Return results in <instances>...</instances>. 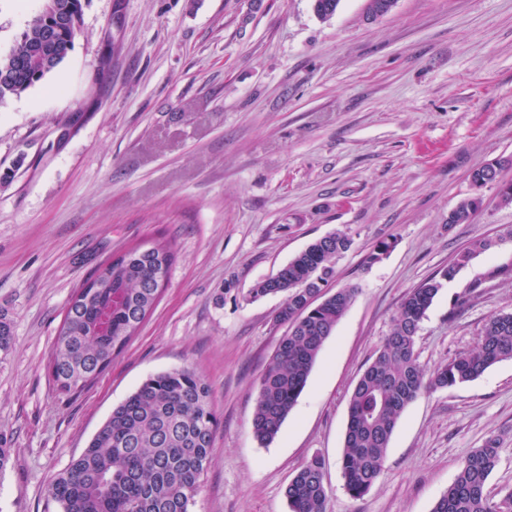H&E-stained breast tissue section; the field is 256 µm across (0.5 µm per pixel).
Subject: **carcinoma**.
Masks as SVG:
<instances>
[{
  "label": "carcinoma",
  "mask_w": 512,
  "mask_h": 512,
  "mask_svg": "<svg viewBox=\"0 0 512 512\" xmlns=\"http://www.w3.org/2000/svg\"><path fill=\"white\" fill-rule=\"evenodd\" d=\"M340 0H313L315 14L331 19ZM81 0H43L21 42L0 56V103L17 96L61 65L75 33L61 18L81 14ZM342 231L324 236L253 289L256 297L284 294L275 321L288 325L260 379L252 430L272 441L303 392L310 372L350 307L357 288L330 293L336 259L350 250ZM473 241L438 274L404 297L391 332L361 373L348 403L341 469L354 498L367 494L384 466L393 432L407 406L423 392L479 378L492 365L512 360V312L492 316L478 347L431 369L419 361L416 336L443 282L453 280L471 258L491 248ZM174 252L166 241L132 248L99 270L71 298L49 360L57 390L91 385L111 365L154 310ZM217 419L206 382L191 368L147 378L93 436L82 453L48 488L61 512H189L210 462ZM500 440L487 439L460 463L453 483L432 512H512V489L498 499L487 492L499 463ZM290 512H327L323 466L315 457L286 488Z\"/></svg>",
  "instance_id": "carcinoma-1"
}]
</instances>
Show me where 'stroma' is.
<instances>
[{
  "label": "stroma",
  "mask_w": 512,
  "mask_h": 512,
  "mask_svg": "<svg viewBox=\"0 0 512 512\" xmlns=\"http://www.w3.org/2000/svg\"><path fill=\"white\" fill-rule=\"evenodd\" d=\"M67 59L0 103V512H59L48 495L148 376L191 367L218 427L190 512H289L323 462L327 512H431L492 436L491 493L512 489V360L421 394L363 497L341 471L348 401L411 288L480 238L416 337L426 368L474 348L512 311V206L473 171L512 156V0H367L318 18L312 0H82ZM42 0H0V55ZM111 59L101 68L102 56ZM484 205L449 224L461 200ZM353 239L333 287L357 294L277 437L251 420L287 325L254 286L311 242ZM392 248L372 259L378 241ZM157 240L176 259L160 301L91 386L68 395L48 360L71 296L113 255Z\"/></svg>",
  "instance_id": "obj_1"
}]
</instances>
